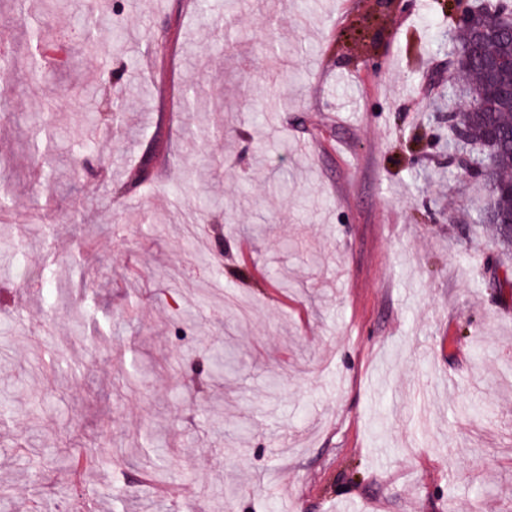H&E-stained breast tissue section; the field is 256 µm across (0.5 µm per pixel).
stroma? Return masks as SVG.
<instances>
[{"mask_svg":"<svg viewBox=\"0 0 512 512\" xmlns=\"http://www.w3.org/2000/svg\"><path fill=\"white\" fill-rule=\"evenodd\" d=\"M438 2L238 0L219 27L189 0H68L35 30L0 0L11 512H512V251L470 223L484 192L448 165L438 43L459 14ZM188 86L196 109L168 118ZM43 113L49 180L28 148ZM224 345L248 358L217 385ZM154 431L162 479L129 459ZM61 447L64 467L34 454Z\"/></svg>","mask_w":512,"mask_h":512,"instance_id":"obj_1","label":"stroma"}]
</instances>
